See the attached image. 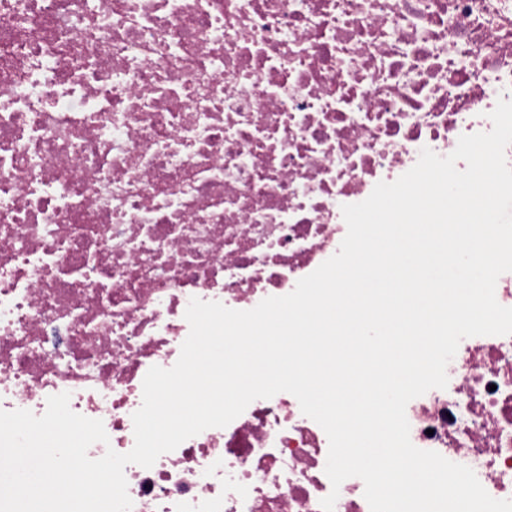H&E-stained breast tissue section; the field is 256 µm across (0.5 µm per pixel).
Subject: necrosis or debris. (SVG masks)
<instances>
[{
  "mask_svg": "<svg viewBox=\"0 0 512 512\" xmlns=\"http://www.w3.org/2000/svg\"><path fill=\"white\" fill-rule=\"evenodd\" d=\"M512 99V0H0V410L134 446L191 299L250 310L339 249L342 207ZM410 439L512 499V335L463 339ZM329 441L258 399L125 468L132 512H322Z\"/></svg>",
  "mask_w": 512,
  "mask_h": 512,
  "instance_id": "obj_1",
  "label": "necrosis or debris"
}]
</instances>
